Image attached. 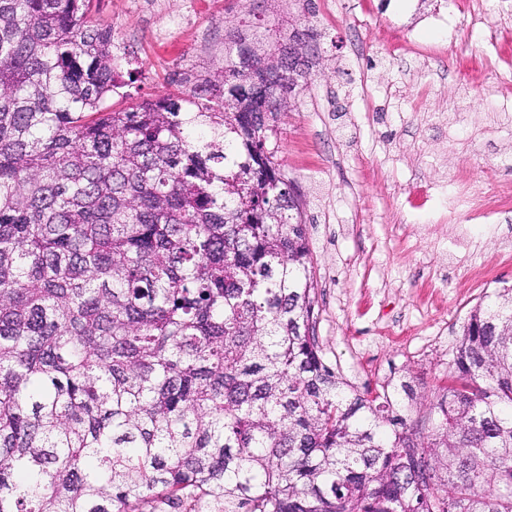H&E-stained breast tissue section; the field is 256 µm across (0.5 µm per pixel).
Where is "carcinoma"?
<instances>
[{
  "label": "carcinoma",
  "instance_id": "1",
  "mask_svg": "<svg viewBox=\"0 0 512 512\" xmlns=\"http://www.w3.org/2000/svg\"><path fill=\"white\" fill-rule=\"evenodd\" d=\"M90 6L0 0V512H512V288L434 392L357 390L267 146L309 72L258 42L113 111ZM400 412L407 416L408 420L410 421H419V425L423 428V433L425 435L428 433V431H432L436 421V416H429L428 412L424 407H421L420 405L415 404L414 402L407 401V399L400 400L399 404Z\"/></svg>",
  "mask_w": 512,
  "mask_h": 512
}]
</instances>
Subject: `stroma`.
Listing matches in <instances>:
<instances>
[{
	"label": "stroma",
	"mask_w": 512,
	"mask_h": 512,
	"mask_svg": "<svg viewBox=\"0 0 512 512\" xmlns=\"http://www.w3.org/2000/svg\"><path fill=\"white\" fill-rule=\"evenodd\" d=\"M96 0L140 68L121 109L183 90L231 42L316 36L269 142L301 196L326 361L358 390L438 387L469 312L512 288V0ZM480 10L481 23L470 20ZM486 204L478 216L475 204Z\"/></svg>",
	"instance_id": "stroma-1"
}]
</instances>
